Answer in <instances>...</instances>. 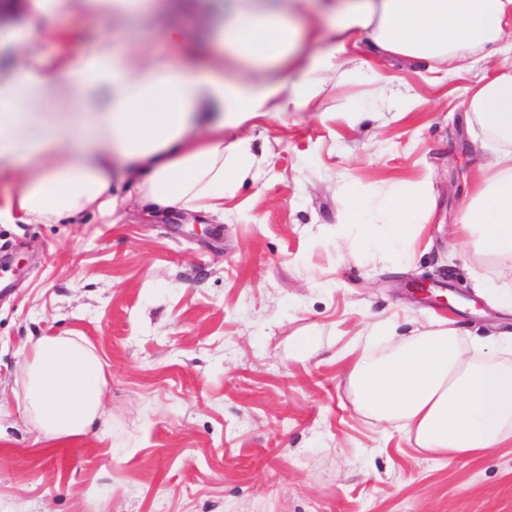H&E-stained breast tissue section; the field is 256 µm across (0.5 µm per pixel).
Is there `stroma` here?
I'll return each mask as SVG.
<instances>
[{
	"instance_id": "stroma-1",
	"label": "stroma",
	"mask_w": 512,
	"mask_h": 512,
	"mask_svg": "<svg viewBox=\"0 0 512 512\" xmlns=\"http://www.w3.org/2000/svg\"><path fill=\"white\" fill-rule=\"evenodd\" d=\"M368 43L307 111L242 128L254 171L223 213L178 225L133 203L116 224L0 223V279L16 283L0 298V512H512V444L433 460L353 403L375 320L512 329L474 287L512 269L453 234L488 155L463 102L491 67L442 80ZM421 181L432 207L404 260L338 236L351 192ZM421 276L451 285V306L412 299L403 283ZM69 332L106 365L105 421L39 453L22 346Z\"/></svg>"
}]
</instances>
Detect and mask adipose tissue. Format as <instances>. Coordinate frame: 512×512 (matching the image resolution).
Listing matches in <instances>:
<instances>
[{
  "label": "adipose tissue",
  "instance_id": "1",
  "mask_svg": "<svg viewBox=\"0 0 512 512\" xmlns=\"http://www.w3.org/2000/svg\"><path fill=\"white\" fill-rule=\"evenodd\" d=\"M24 47L0 67V223L78 224L136 201L157 213H217L250 173L249 139L224 134L277 112L306 111L353 36L374 55L450 74L496 62L465 106L492 142L458 234L482 255L512 260V0H211L220 22L206 44L167 27V50L127 37L195 0H14ZM103 19L108 32L78 57L39 48L46 19ZM359 224L384 212L373 255L404 257L431 207L425 183L384 199L354 195ZM20 391L43 441L86 436L105 413L103 362L79 335L24 346ZM348 379L366 416L436 459L475 458L512 444V331L467 342L442 323L414 329L380 354L364 352Z\"/></svg>",
  "mask_w": 512,
  "mask_h": 512
}]
</instances>
